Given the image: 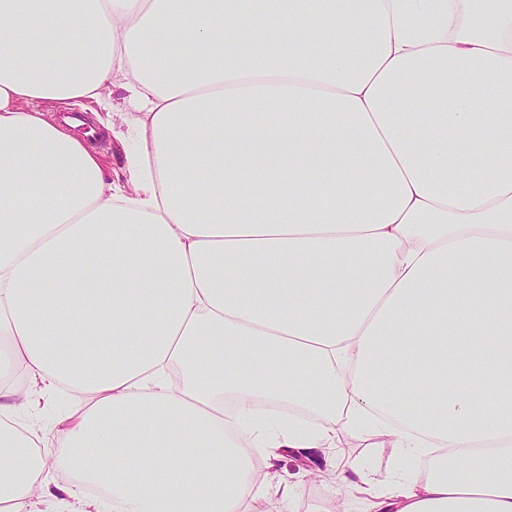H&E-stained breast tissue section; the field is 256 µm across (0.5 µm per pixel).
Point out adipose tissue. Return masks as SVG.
Returning <instances> with one entry per match:
<instances>
[{
	"label": "adipose tissue",
	"instance_id": "ef3b65f1",
	"mask_svg": "<svg viewBox=\"0 0 512 512\" xmlns=\"http://www.w3.org/2000/svg\"><path fill=\"white\" fill-rule=\"evenodd\" d=\"M110 86L122 187L30 107ZM340 428L364 512H512V0H0V512L44 448L59 512H255ZM83 401L68 392L61 389L51 394L49 403L41 412V416L45 421L54 419L59 415L66 414L81 406ZM338 436L337 451L340 455L359 459L379 475L385 474L393 466L388 450L380 452L377 448H368V442L351 438L343 431H339Z\"/></svg>",
	"mask_w": 512,
	"mask_h": 512
}]
</instances>
